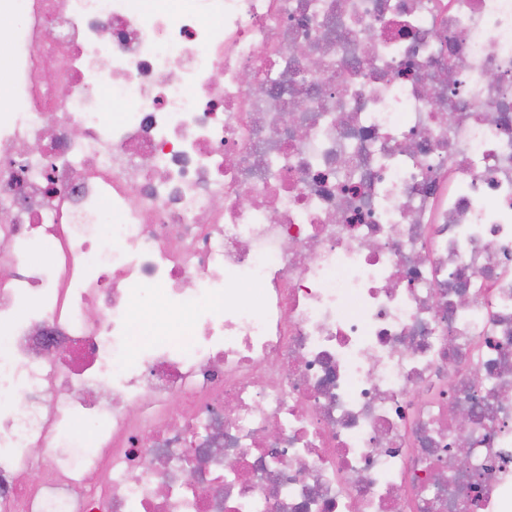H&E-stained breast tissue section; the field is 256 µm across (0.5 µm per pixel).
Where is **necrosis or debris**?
Masks as SVG:
<instances>
[{"label":"necrosis or debris","instance_id":"1","mask_svg":"<svg viewBox=\"0 0 512 512\" xmlns=\"http://www.w3.org/2000/svg\"><path fill=\"white\" fill-rule=\"evenodd\" d=\"M10 17L0 512H512V0Z\"/></svg>","mask_w":512,"mask_h":512}]
</instances>
